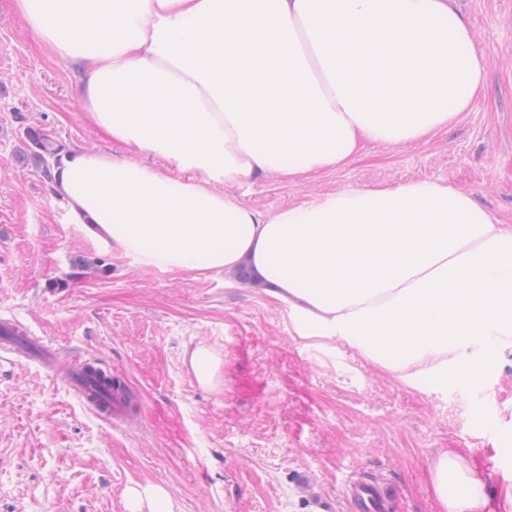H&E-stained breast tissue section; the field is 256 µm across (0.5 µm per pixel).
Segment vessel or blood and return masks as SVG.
<instances>
[{
	"label": "vessel or blood",
	"instance_id": "obj_1",
	"mask_svg": "<svg viewBox=\"0 0 512 512\" xmlns=\"http://www.w3.org/2000/svg\"><path fill=\"white\" fill-rule=\"evenodd\" d=\"M14 355L36 363L48 375L62 383L73 397L94 414L106 417L113 425L132 422L122 373L100 363L94 356L64 350L35 335L16 317H0V356ZM391 487L379 481L359 477L351 484L349 512H390Z\"/></svg>",
	"mask_w": 512,
	"mask_h": 512
}]
</instances>
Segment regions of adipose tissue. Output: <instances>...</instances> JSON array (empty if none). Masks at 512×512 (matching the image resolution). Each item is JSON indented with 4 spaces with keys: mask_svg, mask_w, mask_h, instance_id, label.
<instances>
[{
    "mask_svg": "<svg viewBox=\"0 0 512 512\" xmlns=\"http://www.w3.org/2000/svg\"><path fill=\"white\" fill-rule=\"evenodd\" d=\"M80 69L83 110L126 155L64 150L76 223L166 272L235 273L315 335L411 382L479 390L512 356V227L452 185L347 187L275 213L222 186L342 166L452 126L487 55L457 0H17ZM159 155L187 179L148 166ZM438 512H512V481L455 449L427 464Z\"/></svg>",
    "mask_w": 512,
    "mask_h": 512,
    "instance_id": "obj_1",
    "label": "adipose tissue"
}]
</instances>
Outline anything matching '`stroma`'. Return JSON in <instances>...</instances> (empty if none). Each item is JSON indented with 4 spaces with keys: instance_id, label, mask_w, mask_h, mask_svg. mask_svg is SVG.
<instances>
[{
    "instance_id": "stroma-1",
    "label": "stroma",
    "mask_w": 512,
    "mask_h": 512,
    "mask_svg": "<svg viewBox=\"0 0 512 512\" xmlns=\"http://www.w3.org/2000/svg\"><path fill=\"white\" fill-rule=\"evenodd\" d=\"M487 52L486 88L453 126L406 145L366 144L336 169L226 187L276 212L310 197L411 180L453 185L512 225V0H457ZM66 147L111 144L81 105L78 71L0 0V315L126 372L141 414L116 427L38 366L0 357V512H347L353 476L397 492L395 512H436L426 464L455 448L512 476V358L480 391L408 384L340 342L301 335L287 305L221 273L171 274L89 238L35 168L24 126ZM220 360L211 384L198 347ZM191 365L200 383H212L219 368V359L206 347H199L191 357Z\"/></svg>"
}]
</instances>
